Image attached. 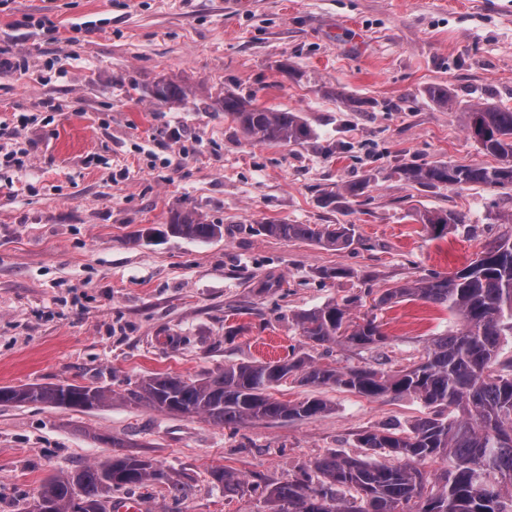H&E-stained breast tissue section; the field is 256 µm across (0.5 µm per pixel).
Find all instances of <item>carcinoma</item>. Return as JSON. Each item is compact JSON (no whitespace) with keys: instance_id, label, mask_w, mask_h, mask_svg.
<instances>
[{"instance_id":"1","label":"carcinoma","mask_w":512,"mask_h":512,"mask_svg":"<svg viewBox=\"0 0 512 512\" xmlns=\"http://www.w3.org/2000/svg\"><path fill=\"white\" fill-rule=\"evenodd\" d=\"M161 105L182 106L189 94L180 84L162 79L150 90ZM437 104L456 111L448 87L428 91ZM224 112L252 143L303 145L315 137L296 112L259 107L233 93L224 95ZM469 137L498 165H455L446 161L403 164L391 175L410 186L456 188L479 185L512 189V110L477 102L460 111ZM369 181L350 182L324 194L327 206L365 196ZM419 222L436 236L463 218L451 210H425ZM264 235L316 242L328 249L349 248L355 224H263ZM166 233L193 240L222 235L194 212L175 214ZM420 300L459 316V328L431 340L424 360L395 372L371 367L337 368L309 357L263 363L229 364L198 378L155 374L141 378L119 396L127 406H149L159 412L199 417L237 430L260 420H295L330 410L320 398L281 401L269 390L288 379L312 387L336 386L366 398L412 397L429 410L404 430H364L361 448L382 451L383 459L365 460L330 454L312 461L301 476L266 487L268 512H512V364L499 366L503 339L512 336V233L491 242L476 259L449 274L435 273L397 282L373 298V307ZM358 296L328 302L295 314L291 324L312 346H383L389 336L377 317L356 316ZM114 391L98 386L65 384L0 386V405L42 403L54 408L91 410L112 403ZM441 458L448 466L434 477L420 465ZM320 476L313 483L309 471ZM210 476L224 495L257 486L222 467ZM165 485L175 499L185 489L169 482L157 462L135 454H115L104 462L83 465L46 479L23 512H109L112 489ZM353 491L343 500L340 488Z\"/></svg>"}]
</instances>
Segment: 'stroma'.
<instances>
[{"instance_id":"1","label":"stroma","mask_w":512,"mask_h":512,"mask_svg":"<svg viewBox=\"0 0 512 512\" xmlns=\"http://www.w3.org/2000/svg\"><path fill=\"white\" fill-rule=\"evenodd\" d=\"M289 71H282V64ZM169 78L187 104L150 96ZM458 105L512 110V0H0V386L77 381L122 391L152 373L194 377L218 366L307 356L395 370L453 328L446 310L404 301L378 311V348L303 342L293 314L475 259L511 232L512 208L482 186L417 190L395 166L483 162ZM299 112L309 144H250L221 101ZM369 178L336 251L265 236L263 224H335L324 192ZM452 209L464 223L433 237L416 212ZM221 225L197 241L143 238L173 213ZM344 266L348 277L321 279ZM282 401L325 399L326 414L233 431L125 406L78 411L0 405V512H18L44 478L124 452L162 464L187 487L118 489L145 512H265L260 495L225 497L224 467L253 484L294 477L339 452L374 458L356 435L426 416L418 400L370 399L297 383Z\"/></svg>"}]
</instances>
